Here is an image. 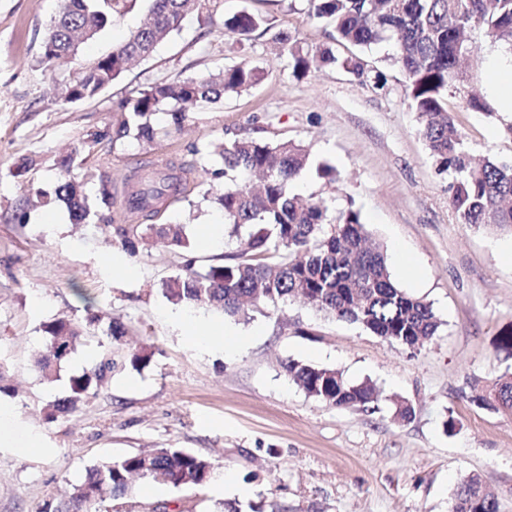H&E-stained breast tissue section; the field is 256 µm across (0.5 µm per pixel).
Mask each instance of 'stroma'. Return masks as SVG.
Instances as JSON below:
<instances>
[{
    "label": "stroma",
    "instance_id": "stroma-1",
    "mask_svg": "<svg viewBox=\"0 0 512 512\" xmlns=\"http://www.w3.org/2000/svg\"><path fill=\"white\" fill-rule=\"evenodd\" d=\"M60 0H0V363L17 394L0 393L12 418L0 417V512H38L80 482L92 464L148 448H182L210 459L246 495L217 492L214 483L172 486L141 483L109 512H450L457 488L478 475L492 489L499 512H512V411L470 400L473 383L489 386L512 377V232L461 223L449 207L451 176L439 171L408 107L406 78L382 43L365 50L384 86L331 67L295 78L286 55L268 35L225 32L226 15L247 10L273 29L298 34L310 48L335 46L330 26L312 18L310 0H207L215 19L188 15L153 55L136 63L93 100L66 103L55 90L78 65L111 52L146 18L150 0H129L77 63L49 66L41 41ZM466 79L449 89L448 106L466 150L512 163V115L466 108L468 96L492 102L488 55L493 43L469 34ZM264 72L252 89L191 108L181 127L158 112V138L113 146L103 132L114 105L160 82L215 74L241 61ZM102 133L69 176L88 195L98 185L87 170L104 167L115 194L116 223L181 224L189 255L164 246L132 257L98 228L71 223L65 205L28 208L35 190L52 192L59 159ZM241 137L294 140L309 165L291 183L293 193L327 200L332 213L360 211L386 254L403 252L412 267L391 266L398 288L431 304L441 325L417 350H407L361 325L330 318L294 301L243 322L206 309L201 321L223 323L245 337L235 352L199 347L173 316L163 280L186 258L197 270L225 262L240 241L224 237L201 248L205 225L223 223L213 197L221 186L214 146ZM25 173H17L18 164ZM187 163L186 188L167 196L151 214L127 212L125 194L138 177L157 178L167 164ZM334 168L335 180L317 168ZM57 221L47 230L46 218ZM129 328L134 345L155 349L151 365L111 383L75 412L45 421L42 409L63 395L97 350L86 339L57 381L32 369L42 325L57 317L84 322L83 295ZM340 370L352 382H373L375 407H336L308 397L288 376V362ZM413 408L395 415V399ZM43 445H29L31 435Z\"/></svg>",
    "mask_w": 512,
    "mask_h": 512
}]
</instances>
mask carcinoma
<instances>
[{"label":"carcinoma","instance_id":"1","mask_svg":"<svg viewBox=\"0 0 512 512\" xmlns=\"http://www.w3.org/2000/svg\"><path fill=\"white\" fill-rule=\"evenodd\" d=\"M126 0H61L42 45V62L76 56L79 44L95 38L125 8ZM312 16L333 28L341 44L368 48L391 42V60L405 73L409 107L416 112L418 133L439 170L450 173L448 205L461 223L491 224L512 229V164L485 156L474 159L448 110V89L464 80L459 69L470 47L466 33L480 28L496 44L512 46V0H312ZM204 0H152L150 17L116 45L112 53L83 68L77 78L60 85L57 95L66 102L94 98L120 77L131 62L150 56L176 30L183 19L200 12ZM265 20L248 11L224 19L227 32L248 35ZM271 42L288 55L292 74L299 78L311 67L337 66L355 76L369 77L357 56L338 57L329 48L314 52L288 31L272 34ZM262 78L250 62L178 82L156 83L123 100L111 129L93 136L112 137V146L134 139L151 141L157 129L151 117L165 107L175 127L185 119L184 104L215 103L239 95ZM219 156L224 189L217 202L224 211L230 235L246 232V250L229 263H217L199 272L188 259L181 271L162 282V295L174 306L210 308L245 322L260 304L278 306L303 299L327 316L361 324L390 343L414 350L436 335L440 321L430 304L398 288L379 245L367 244L368 232L359 211L349 208L330 215L322 199L303 200L289 185L308 163L305 146L293 141L267 142L241 138L222 146ZM184 168L157 181L137 185L129 207L144 209L151 201L184 188ZM97 202L83 185L67 176L59 178L55 199L64 203L75 224L93 218L102 230L117 231L131 256L160 242L174 250L190 251L182 224H130L112 228L106 215L114 204L112 184L99 170ZM90 310L87 322L50 320L42 324L44 350L37 352L34 369L47 383L89 334L103 333L95 359L81 374L68 380L67 393L48 402L45 419L52 421L95 398L112 378L125 371L141 372L153 361V347L126 346V325L92 312L93 298L78 292ZM288 376L308 396L337 407L368 408L380 391L370 381L353 383L342 372L298 361L286 365ZM471 401L487 408L512 409V378L497 380L485 394ZM208 460L183 448H154L93 465L82 482L67 495L43 504L38 512H101L103 505L132 495L136 484L200 485L213 479ZM452 512H498L495 494L479 476L460 483Z\"/></svg>","mask_w":512,"mask_h":512}]
</instances>
